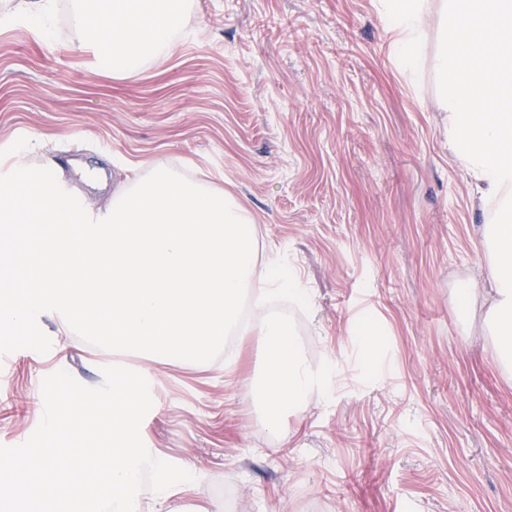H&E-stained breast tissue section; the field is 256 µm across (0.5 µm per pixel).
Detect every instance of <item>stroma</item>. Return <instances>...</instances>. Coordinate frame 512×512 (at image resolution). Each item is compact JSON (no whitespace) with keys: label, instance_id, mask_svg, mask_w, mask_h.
<instances>
[{"label":"stroma","instance_id":"1","mask_svg":"<svg viewBox=\"0 0 512 512\" xmlns=\"http://www.w3.org/2000/svg\"><path fill=\"white\" fill-rule=\"evenodd\" d=\"M191 2L178 51L122 77L74 49L69 0L42 30L0 14V149L25 137L34 165L64 158L92 208L158 166L230 191L261 261L285 258L309 295V311L282 309L307 365L331 366L330 393L274 435L254 393L261 336L179 362L90 345L45 314L50 351L0 359V445L35 431L45 376L97 387L121 365L150 384L146 448L201 488L182 512H512V376L482 301L458 303L486 282L496 215L448 150L438 14L410 81L381 0Z\"/></svg>","mask_w":512,"mask_h":512}]
</instances>
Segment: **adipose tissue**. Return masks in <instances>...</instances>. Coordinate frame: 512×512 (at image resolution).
I'll use <instances>...</instances> for the list:
<instances>
[{
    "label": "adipose tissue",
    "mask_w": 512,
    "mask_h": 512,
    "mask_svg": "<svg viewBox=\"0 0 512 512\" xmlns=\"http://www.w3.org/2000/svg\"><path fill=\"white\" fill-rule=\"evenodd\" d=\"M449 29L435 67L448 113V147L496 203L482 241L491 256L493 293L485 311L503 367L512 366V0H439ZM77 49L93 48L99 66L122 75L170 55L187 35L189 0H71ZM430 0H386L391 51L407 75L424 57Z\"/></svg>",
    "instance_id": "adipose-tissue-1"
}]
</instances>
